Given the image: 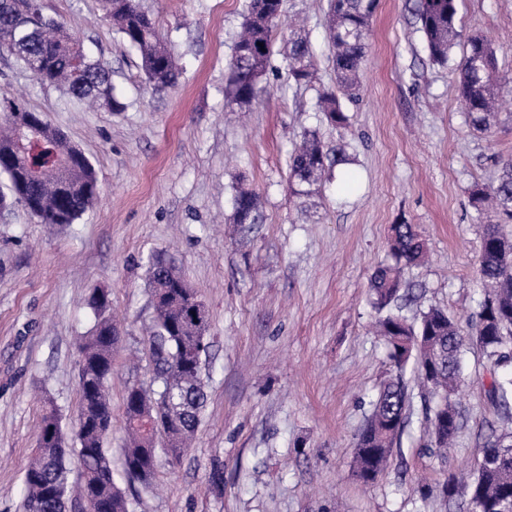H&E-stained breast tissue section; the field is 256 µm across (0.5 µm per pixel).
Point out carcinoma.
<instances>
[{"label": "carcinoma", "instance_id": "1", "mask_svg": "<svg viewBox=\"0 0 512 512\" xmlns=\"http://www.w3.org/2000/svg\"><path fill=\"white\" fill-rule=\"evenodd\" d=\"M282 0H250L231 60L224 89L226 106L252 102L273 55L272 20ZM377 0H328L326 32L333 50L332 62L340 94L322 93L316 108L336 129L346 127L340 96L359 95V71ZM105 17L117 33L134 47L146 81L156 90L171 89L180 79L175 55L158 31L151 15L138 0H103ZM414 17L423 33L430 60L446 65L454 49L462 48L454 65L458 98L469 126L488 134L499 115V100L512 80L498 75L491 44L474 34L462 38L457 27V0H417ZM0 49L39 83L64 89L78 104L102 112H119L123 103L113 93L112 69L89 55L83 45L55 19L43 13L41 0H0ZM288 79L307 86L316 75V59L304 28L292 31L285 50ZM0 209L16 206L43 224H73L98 198L93 165L85 153L43 113L15 101L0 102ZM329 153L314 132L304 134L290 155L289 175L308 197L322 181ZM500 173L490 184L475 183L469 201L478 218L491 214L495 223L483 225L479 257L482 298L473 336L490 367L491 403L504 415L512 412V371H497L512 362L506 350L512 338V236L502 225L512 224V158L499 161ZM238 206L230 223L261 224L259 196L241 185L234 187ZM391 263L378 267L371 279V304L382 313L375 332L388 349L396 374L387 379L372 401L371 415L356 438L353 475L374 482L387 468L394 446L407 425L409 393L404 370L414 365L421 398L428 403L424 416L430 446L448 452L460 430L454 396L465 384L462 352L466 344L456 320L441 308L423 312L408 322L393 311L407 287L406 267L423 264L428 256L421 234L413 224H394L388 241ZM149 283L158 290L155 317L147 343L158 389L130 386L124 398L128 443L123 449L124 472L140 468L135 482L150 493L156 477L158 450L174 459L189 446L207 403L201 367H193L190 352L206 334L208 325L195 326L190 313L197 293L171 266L159 261L149 266ZM88 305L96 316L89 336L79 345V405L72 448L64 441L61 417L54 408L43 411L39 422V450L29 462L23 480L25 509L37 512H82L85 499L95 498L100 512H131V503L117 485L104 438L112 429L108 381L119 343L117 324L108 315L110 301L91 295ZM77 455L81 472L70 478L67 452ZM484 465L467 476H448L439 496L451 501L463 497L470 512H502L512 501V432L491 434L483 452Z\"/></svg>", "mask_w": 512, "mask_h": 512}]
</instances>
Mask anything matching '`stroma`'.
<instances>
[{
	"label": "stroma",
	"instance_id": "35a3bbf8",
	"mask_svg": "<svg viewBox=\"0 0 512 512\" xmlns=\"http://www.w3.org/2000/svg\"><path fill=\"white\" fill-rule=\"evenodd\" d=\"M249 0H141L181 67L178 85L155 91L139 55L102 17L99 0H43L95 56L112 66L120 112L73 105L0 51V101L42 112L92 163L99 197L72 224H43L23 209L0 221V512H25L23 476L36 448L43 400L73 431L78 343L94 325L93 291L108 290L121 333L104 445L120 487L128 387L153 386L146 330L154 308L149 257L174 265L209 313L208 403L191 448L157 458V486L133 512H468L465 500L421 496L449 474L476 468L490 431H512L487 390L482 350L468 345L457 398L461 429L442 458L429 448L413 371L410 423L388 469L371 484L351 474L371 401L394 369L371 324L375 267L391 225H416L429 258L406 269L408 321L438 307L470 331L482 288L483 226L469 203L474 183L495 181L512 157V91L493 136L473 132L450 66L434 64L413 15L416 0H379L360 70V98L344 101L337 134L314 104L336 88L324 16L327 0H283L276 46L303 20L318 71L286 81L273 55L258 97L225 109L224 86ZM463 35L490 40L512 75V0H460ZM348 161L328 164L305 204L292 197L289 155L304 133ZM259 194L262 224H233L236 182ZM221 467L222 482L211 473Z\"/></svg>",
	"mask_w": 512,
	"mask_h": 512
}]
</instances>
